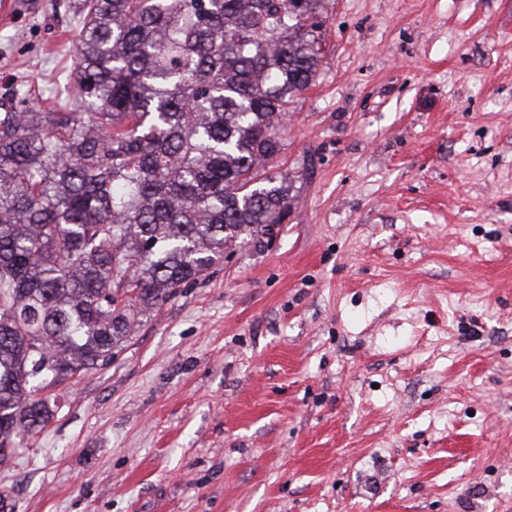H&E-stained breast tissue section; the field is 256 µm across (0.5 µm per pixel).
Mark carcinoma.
Listing matches in <instances>:
<instances>
[{
  "label": "carcinoma",
  "instance_id": "carcinoma-1",
  "mask_svg": "<svg viewBox=\"0 0 512 512\" xmlns=\"http://www.w3.org/2000/svg\"><path fill=\"white\" fill-rule=\"evenodd\" d=\"M325 9L82 0L64 103L0 112V466L54 417L41 393L283 222L291 186L268 169Z\"/></svg>",
  "mask_w": 512,
  "mask_h": 512
}]
</instances>
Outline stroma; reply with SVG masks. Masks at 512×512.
Segmentation results:
<instances>
[{"instance_id":"obj_1","label":"stroma","mask_w":512,"mask_h":512,"mask_svg":"<svg viewBox=\"0 0 512 512\" xmlns=\"http://www.w3.org/2000/svg\"><path fill=\"white\" fill-rule=\"evenodd\" d=\"M81 0H0V109ZM274 240L153 312L0 484L14 512H512V0H327Z\"/></svg>"}]
</instances>
